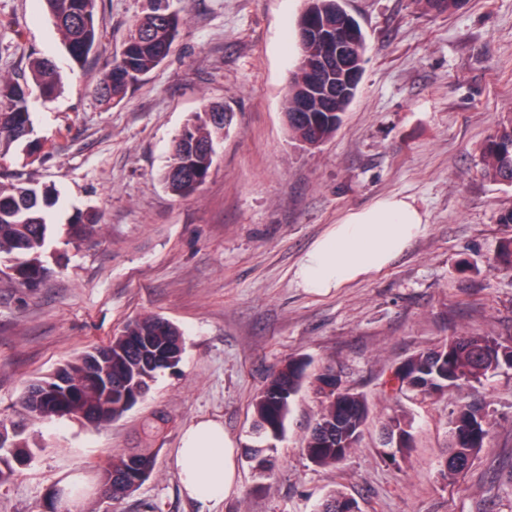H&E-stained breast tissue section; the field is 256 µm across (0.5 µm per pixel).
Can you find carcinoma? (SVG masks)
<instances>
[{
  "instance_id": "cac0c4a2",
  "label": "carcinoma",
  "mask_w": 512,
  "mask_h": 512,
  "mask_svg": "<svg viewBox=\"0 0 512 512\" xmlns=\"http://www.w3.org/2000/svg\"><path fill=\"white\" fill-rule=\"evenodd\" d=\"M54 29L70 60L81 65L97 48L103 17L97 0H43ZM149 11L132 25L121 57L100 86L101 100L122 99L168 56L176 40L182 17L177 10H161L163 0H150ZM462 0H424L427 11L436 15L457 9ZM343 11L342 0H304V8L292 31L299 45L297 70L285 97L288 130L293 139L318 146L333 137L353 102L362 76L361 63L366 42L357 23L328 27L324 19ZM351 49L341 70L323 73L321 84L313 88L321 64L336 63V48ZM29 73L18 79L0 74V160H6L19 145L35 152L30 100L38 93L52 101L63 90L54 63L35 58ZM221 105H209L196 113L173 140L171 162L162 176L165 188L176 197L194 194L206 181L216 154L215 145L224 138L230 123L215 125L210 112H222ZM484 174L512 186V117L500 123L483 148ZM59 203L57 190L50 185L26 183L18 172L0 166V255L19 257L13 276L25 287L36 286L47 274L40 260L48 242L58 234L52 213ZM96 227L92 215L76 209L64 224L66 242L85 240ZM499 270L512 271V236L500 241L495 257ZM185 351L183 333L169 320L154 314L129 321L109 344L93 347L69 360L52 376L33 382L21 403L30 416L51 421L64 417L95 419L103 426L122 418L149 393L158 372L179 365ZM309 361L291 358L271 376L254 396L255 432L265 441L277 440L285 432L292 402L309 378ZM512 368V346L489 334L453 336L433 348L417 352L402 364L410 382L442 389H470L483 384L500 369ZM317 392L324 396L323 409L307 440V458L316 466L336 465L357 447L369 417L367 400L350 390L333 396L325 388L336 386V372L327 369L315 377ZM489 416L488 405L462 401L449 411L448 456L441 465L442 480L453 483L466 473L489 434L478 421L479 410ZM392 438L400 431L404 439L391 456H405L414 447L410 425L391 417L384 426ZM39 446L22 436L12 421L0 419V485L16 475L15 463L35 455ZM156 454L152 449L131 448L112 456L102 467L112 475V484H103L107 500L135 492L153 473Z\"/></svg>"
}]
</instances>
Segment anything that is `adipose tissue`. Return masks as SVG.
I'll return each mask as SVG.
<instances>
[{"label": "adipose tissue", "instance_id": "1", "mask_svg": "<svg viewBox=\"0 0 512 512\" xmlns=\"http://www.w3.org/2000/svg\"><path fill=\"white\" fill-rule=\"evenodd\" d=\"M426 225L420 209L402 197H387L347 214L317 240L295 276L302 287L328 291L387 266ZM237 451L218 422L200 420L182 432L176 476L188 496L218 497L236 480Z\"/></svg>", "mask_w": 512, "mask_h": 512}]
</instances>
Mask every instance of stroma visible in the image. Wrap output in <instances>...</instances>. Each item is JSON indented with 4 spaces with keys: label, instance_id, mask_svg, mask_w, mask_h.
I'll list each match as a JSON object with an SVG mask.
<instances>
[{
    "label": "stroma",
    "instance_id": "1",
    "mask_svg": "<svg viewBox=\"0 0 512 512\" xmlns=\"http://www.w3.org/2000/svg\"><path fill=\"white\" fill-rule=\"evenodd\" d=\"M148 0H99L103 37L72 64L41 0H0V73L31 58L54 61L65 84L31 103L36 152L7 158L24 180L54 186L56 223L73 209L95 216L79 246L56 237L50 273L21 287L0 257V417L39 444L34 460L0 485V512H52L56 490L80 483L86 512H315L333 489L362 512H512V369L474 391L491 429L454 483L438 462L458 393L390 394L391 370L412 353L463 333L512 345V274L496 270L497 212L512 187L482 173V150L512 116V0H464L434 15L421 0H343L367 50L357 95L335 136L292 139L284 99L297 50L289 33L303 0H173L183 25L168 57L122 100L95 88L119 56ZM223 104L233 121L206 182L178 198L161 181L187 119ZM399 196L428 226L386 267L325 294L295 271L349 212ZM160 315L184 334L178 369L158 375L123 419L33 423L19 403L26 383L130 320ZM333 368L371 407L364 435L341 464L317 467L303 441L321 410L312 389L296 398L272 470L258 476L251 402L289 357ZM166 422L150 441L157 466L133 494L101 502L96 464L136 445L146 417ZM410 421L415 446L389 460L380 428ZM220 422L237 445V484L216 498L183 492L174 468L183 428Z\"/></svg>",
    "mask_w": 512,
    "mask_h": 512
}]
</instances>
